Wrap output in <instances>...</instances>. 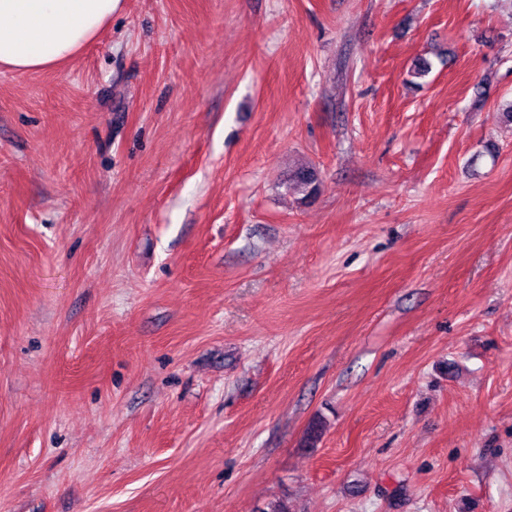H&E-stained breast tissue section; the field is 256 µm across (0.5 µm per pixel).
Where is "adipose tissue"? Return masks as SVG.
I'll return each mask as SVG.
<instances>
[{
    "label": "adipose tissue",
    "mask_w": 512,
    "mask_h": 512,
    "mask_svg": "<svg viewBox=\"0 0 512 512\" xmlns=\"http://www.w3.org/2000/svg\"><path fill=\"white\" fill-rule=\"evenodd\" d=\"M121 0H0V67H57L95 40Z\"/></svg>",
    "instance_id": "adipose-tissue-1"
}]
</instances>
